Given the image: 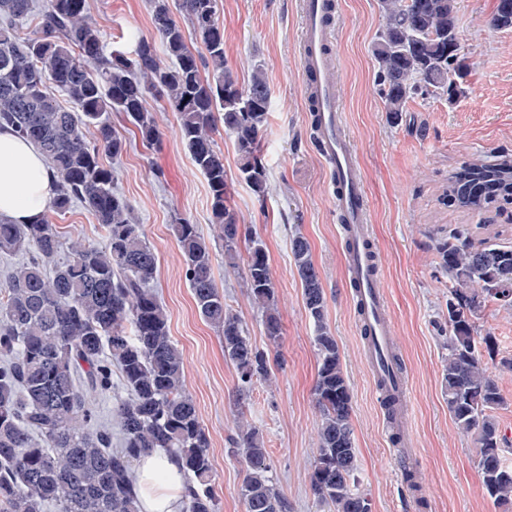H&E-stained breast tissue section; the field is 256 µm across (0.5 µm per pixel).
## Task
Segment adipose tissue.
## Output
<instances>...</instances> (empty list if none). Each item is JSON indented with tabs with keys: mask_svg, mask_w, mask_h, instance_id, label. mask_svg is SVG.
<instances>
[{
	"mask_svg": "<svg viewBox=\"0 0 512 512\" xmlns=\"http://www.w3.org/2000/svg\"><path fill=\"white\" fill-rule=\"evenodd\" d=\"M55 185L40 151L10 128L0 129V217L29 224L45 213ZM143 512H179L184 478L175 458L158 448L137 464Z\"/></svg>",
	"mask_w": 512,
	"mask_h": 512,
	"instance_id": "obj_1",
	"label": "adipose tissue"
}]
</instances>
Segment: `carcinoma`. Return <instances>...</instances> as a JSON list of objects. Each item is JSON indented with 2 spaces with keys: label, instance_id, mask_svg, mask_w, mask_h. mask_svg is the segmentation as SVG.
<instances>
[{
  "label": "carcinoma",
  "instance_id": "1",
  "mask_svg": "<svg viewBox=\"0 0 512 512\" xmlns=\"http://www.w3.org/2000/svg\"><path fill=\"white\" fill-rule=\"evenodd\" d=\"M162 49L130 35L133 54L106 49L87 15L86 0H0V128L9 127L45 156L56 185L50 204L62 213L80 202L104 229L101 246L78 244L58 261L60 233L47 216L33 224L0 219V254L30 252L0 287V512H141L133 460L168 449L186 476L182 512H216L210 444L186 389L184 358L169 336L154 291L157 260L131 209L113 188L105 157L122 155L112 127L124 115L142 141L159 138L146 96H163L178 115L177 135L210 189L212 223L224 261L236 265L245 227L230 205L224 157L213 134L234 137L239 177L258 196L267 190L259 141L267 124L270 83L256 68L239 84L227 65L217 0H177L203 51L191 48L170 0H149ZM498 0L489 25L512 29V8ZM383 25L372 49L386 111L396 120L410 99L460 90L466 75L459 40L458 0H379ZM37 21L38 35L23 28ZM512 196V167L466 162L448 175V202L481 212ZM172 229L184 275L203 319L222 336L224 357L242 386L269 375V356L255 346L224 303L213 275V252L198 225L182 217ZM246 287L263 313L265 336L282 331L263 244L249 239ZM291 253L314 327L318 373L314 402L318 448L311 489L334 512H360L355 481L352 406L339 347L326 320V295L311 246L292 238ZM448 274V360L442 385L448 412L473 438L485 494L512 506V466L496 416L505 403L483 361L488 339L475 335L484 303L512 308V245L475 247L462 231L438 248ZM117 373L127 398L117 407L123 447L112 448V426L95 421L93 401L112 390ZM240 495L245 512H288L273 484L271 458L259 432L240 427Z\"/></svg>",
  "mask_w": 512,
  "mask_h": 512
}]
</instances>
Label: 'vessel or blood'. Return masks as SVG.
I'll return each mask as SVG.
<instances>
[{
  "label": "vessel or blood",
  "mask_w": 512,
  "mask_h": 512,
  "mask_svg": "<svg viewBox=\"0 0 512 512\" xmlns=\"http://www.w3.org/2000/svg\"><path fill=\"white\" fill-rule=\"evenodd\" d=\"M303 69L309 79L306 96L315 114L318 145L333 176L332 204L342 215L341 233L351 245L345 253L346 285L352 300L361 305L364 322L374 338L372 362L390 388L404 392L402 372L385 368V354L392 343L389 306L374 264L376 242L370 224L362 167L344 130V115L336 102L331 72L336 65L331 44L336 0H301Z\"/></svg>",
  "instance_id": "1"
}]
</instances>
